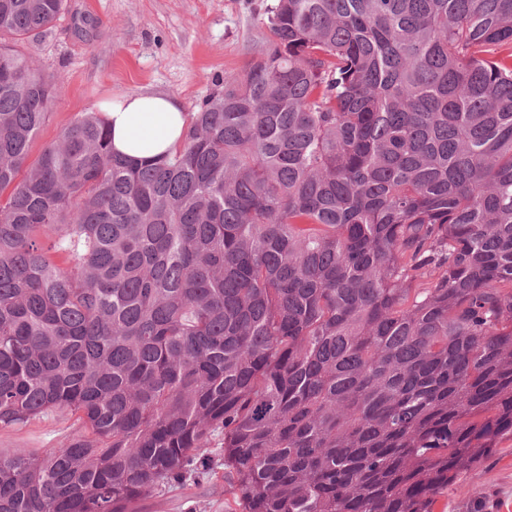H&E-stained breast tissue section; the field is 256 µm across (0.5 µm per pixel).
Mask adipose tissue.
Wrapping results in <instances>:
<instances>
[{
  "label": "adipose tissue",
  "mask_w": 512,
  "mask_h": 512,
  "mask_svg": "<svg viewBox=\"0 0 512 512\" xmlns=\"http://www.w3.org/2000/svg\"><path fill=\"white\" fill-rule=\"evenodd\" d=\"M113 153L135 161L163 157L180 144L187 116L170 95L130 93L110 97L100 107Z\"/></svg>",
  "instance_id": "adipose-tissue-1"
}]
</instances>
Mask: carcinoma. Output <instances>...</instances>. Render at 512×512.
Segmentation results:
<instances>
[{
  "instance_id": "obj_1",
  "label": "carcinoma",
  "mask_w": 512,
  "mask_h": 512,
  "mask_svg": "<svg viewBox=\"0 0 512 512\" xmlns=\"http://www.w3.org/2000/svg\"><path fill=\"white\" fill-rule=\"evenodd\" d=\"M0 0V512H132L189 476L241 512H431L512 432V0H275L160 159L19 46ZM63 258L58 263L56 258ZM83 435H88V429L79 414L52 412L23 426L0 427V455L17 450L40 455L47 448H57Z\"/></svg>"
}]
</instances>
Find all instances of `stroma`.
<instances>
[{
	"label": "stroma",
	"mask_w": 512,
	"mask_h": 512,
	"mask_svg": "<svg viewBox=\"0 0 512 512\" xmlns=\"http://www.w3.org/2000/svg\"><path fill=\"white\" fill-rule=\"evenodd\" d=\"M272 0H69L68 12L32 49L44 74L64 92L33 140L31 157L55 141L83 112L110 96L139 91L172 94L190 113L225 75L236 74L267 34ZM78 414L52 412L25 425L0 427V455H33L86 435ZM213 476L187 478L138 503L136 512H234L224 482V451H210ZM487 499L486 512H512V436L495 455L443 489L432 512H469Z\"/></svg>",
	"instance_id": "1"
}]
</instances>
